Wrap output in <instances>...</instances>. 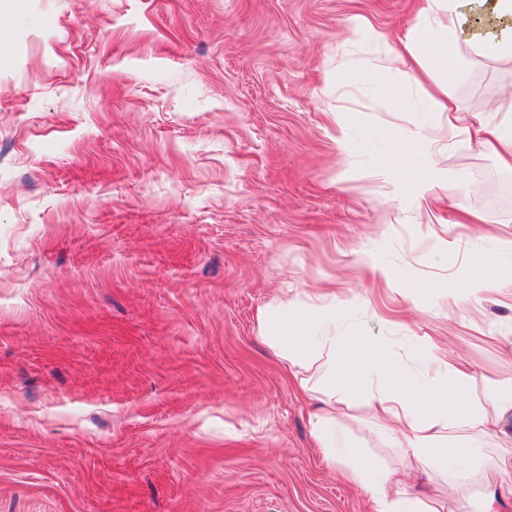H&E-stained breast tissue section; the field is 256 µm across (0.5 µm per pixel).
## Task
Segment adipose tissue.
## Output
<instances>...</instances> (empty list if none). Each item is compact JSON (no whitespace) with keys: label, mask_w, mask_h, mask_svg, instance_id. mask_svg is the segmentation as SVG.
<instances>
[{"label":"adipose tissue","mask_w":512,"mask_h":512,"mask_svg":"<svg viewBox=\"0 0 512 512\" xmlns=\"http://www.w3.org/2000/svg\"><path fill=\"white\" fill-rule=\"evenodd\" d=\"M480 59L512 61V0H423L419 19L390 49L383 65L371 72L380 80L404 66L425 90V109L439 116L433 134L416 132L400 139L396 160L425 162L426 176L414 180L412 193L424 195L446 184L436 165L442 140L463 138L488 146L500 163L512 167V126L489 120L458 122L452 88ZM334 312L308 304L288 310H261L264 341L289 367L318 365L325 383L322 405L311 415V436L324 460L340 463L347 476L369 496L373 512H445V501L413 493L365 455L336 426V395L350 393L370 407L379 442L395 448L402 463L426 477L442 478L449 498H462L463 512H512V489L494 482L499 460L488 441L512 444V388L475 397V376L453 344L438 345L415 337L427 352L425 385H412L408 374L384 345L366 336L343 341L324 335Z\"/></svg>","instance_id":"adipose-tissue-1"}]
</instances>
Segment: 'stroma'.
<instances>
[{"label": "stroma", "instance_id": "35a3bbf8", "mask_svg": "<svg viewBox=\"0 0 512 512\" xmlns=\"http://www.w3.org/2000/svg\"><path fill=\"white\" fill-rule=\"evenodd\" d=\"M420 0H19L0 14V512H371L329 468L268 306L335 305L422 382L415 336L453 339L476 391L512 378V301L455 306L512 238V169L441 151L452 197L380 168L430 126L369 70ZM366 17L373 38L348 30ZM512 65L454 91L506 104ZM347 132L337 141L333 113ZM482 218L454 221L457 205ZM385 267L380 278L372 264ZM337 424L383 465L369 408Z\"/></svg>", "mask_w": 512, "mask_h": 512}]
</instances>
